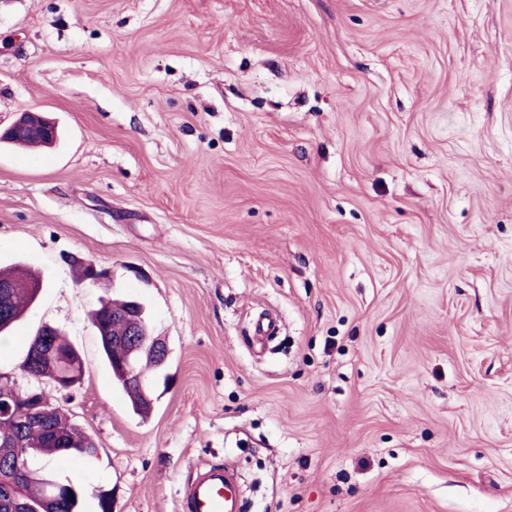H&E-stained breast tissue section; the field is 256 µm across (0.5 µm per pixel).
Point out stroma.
<instances>
[{
	"label": "stroma",
	"mask_w": 512,
	"mask_h": 512,
	"mask_svg": "<svg viewBox=\"0 0 512 512\" xmlns=\"http://www.w3.org/2000/svg\"><path fill=\"white\" fill-rule=\"evenodd\" d=\"M0 265L84 360L53 392L99 451L85 512H512V0H0ZM105 269L74 278L70 258ZM144 304L148 417L87 314ZM281 320L267 348L264 311ZM52 131L50 138L45 139H22L12 137H16L19 135H24L27 133H35V132H44V131ZM49 130L48 124L45 123V120L42 116L35 112H23L19 115V117L6 129L3 133H0V138L5 134V136L10 138H5L7 141H10L18 146L23 147H32L35 148V145H39L41 147H48L52 145L57 139V132L54 126H52ZM24 282L40 287V274L23 262H17L10 268L0 269V284ZM238 475L225 461L195 469L180 491L179 512H243Z\"/></svg>",
	"instance_id": "35a3bbf8"
}]
</instances>
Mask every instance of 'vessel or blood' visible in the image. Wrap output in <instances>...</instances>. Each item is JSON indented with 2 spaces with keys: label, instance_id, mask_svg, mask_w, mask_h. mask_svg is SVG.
Here are the masks:
<instances>
[{
  "label": "vessel or blood",
  "instance_id": "1",
  "mask_svg": "<svg viewBox=\"0 0 512 512\" xmlns=\"http://www.w3.org/2000/svg\"><path fill=\"white\" fill-rule=\"evenodd\" d=\"M236 470L217 462L195 469L180 491L179 512H244Z\"/></svg>",
  "mask_w": 512,
  "mask_h": 512
}]
</instances>
